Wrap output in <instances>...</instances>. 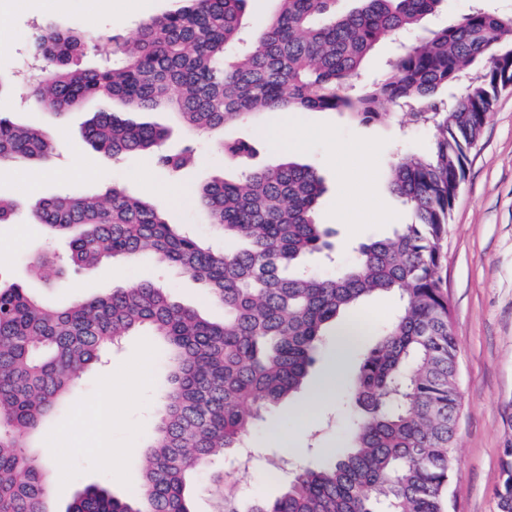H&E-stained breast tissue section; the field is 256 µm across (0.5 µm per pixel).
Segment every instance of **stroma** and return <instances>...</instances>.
Returning <instances> with one entry per match:
<instances>
[{"label":"stroma","instance_id":"35a3bbf8","mask_svg":"<svg viewBox=\"0 0 512 512\" xmlns=\"http://www.w3.org/2000/svg\"><path fill=\"white\" fill-rule=\"evenodd\" d=\"M91 2L63 0L61 9L43 12L32 0H0V34L11 39L9 45L0 47V74L16 82L13 92L0 96V113L17 124L47 130L55 140L50 159L53 172L40 185L41 197L71 192L103 200L118 186L147 198L155 188L176 189L181 198L166 208L172 222L220 248L223 236L192 191L214 178L231 180L245 168L284 160L272 132L282 120L304 137L294 152L296 160L312 166L324 181L319 217L334 231L335 255L315 257L313 269L332 274L337 266L352 261L353 249L360 242L390 235L397 225L409 222L407 209L389 190L387 168L397 150H427L430 133L422 127L403 129L391 118L363 125L341 112H286L279 117L263 113L208 134L188 130L168 111L129 113L131 121L167 128V151L175 153L189 144L196 148L198 163L174 177L158 168L150 154L115 158L92 148L83 138L92 113L119 112L122 104L91 100L58 118L49 109L34 106L24 82L32 69L34 42L51 25L85 31L95 47L81 58L80 65L91 68L98 65L102 54L111 52L114 42L136 38L141 19L168 12L175 0H140L139 10L122 13L116 7L124 0H114V8L98 11L91 10ZM223 141H247L255 145L256 152L242 159L222 152L219 144ZM79 163L91 169V176L75 173ZM45 251L54 253L59 264H66L67 240L50 237L27 211H20L13 223L0 224V277L23 282L49 301L67 304L101 295L117 285L129 288L152 281L167 288L175 300L212 318L223 315L198 281L180 271L162 269L149 255L122 263L118 280L100 270H71L67 273L70 288H49L29 273L30 259ZM443 251L446 262L441 276L452 308L462 398L456 428L458 471L451 494L456 512H497L493 490L499 481L502 450L512 444V89L499 95L469 153L467 177L455 200ZM334 361V349H326L306 389L265 413L248 440L253 457L249 469H239L236 456L230 455L198 474L195 512H220L228 492L243 505L256 496L276 498L296 469L316 467L327 455L342 453L346 405L337 397L321 405L310 403L313 390ZM120 366L143 369L148 381L135 393L114 396L110 443L115 454L107 464L94 451L90 433L97 424L96 403L112 370ZM164 385L163 354L153 337L142 335L125 338L108 363L94 366L83 376L41 439L43 446L60 448L52 465L64 479L52 485V512H65L74 495L88 485L107 486L118 497L138 489L141 450L154 431ZM274 430L296 438L302 458L287 455L272 441L269 434Z\"/></svg>","mask_w":512,"mask_h":512}]
</instances>
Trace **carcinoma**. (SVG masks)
<instances>
[{
	"label": "carcinoma",
	"mask_w": 512,
	"mask_h": 512,
	"mask_svg": "<svg viewBox=\"0 0 512 512\" xmlns=\"http://www.w3.org/2000/svg\"><path fill=\"white\" fill-rule=\"evenodd\" d=\"M248 0H182L145 19L131 42L116 43L94 68L76 60L92 37L47 30L34 57L48 64L31 82L37 106L65 111L112 97L135 111L163 107L189 129L211 132L252 114L347 112L362 124L389 104L405 124L426 125L432 146L388 167L392 193L413 221L361 243L333 276L305 258L333 249L318 222L322 180L285 159L236 181L215 178L196 200L224 234L217 250L172 224L153 201L114 188L104 202L63 195L30 203L36 222L69 239L71 262L88 269L149 252L163 268L192 276L224 308L211 321L151 282L56 305L20 282L0 281V512H52V482L41 454L42 426L64 407L83 374L124 337H157L168 360V389L143 453V480L119 498L87 486L66 512H193L191 481L207 464L246 447L255 422L307 382L324 338L349 353L336 324L380 293L398 295L394 318L361 353L347 389L349 452L301 469L273 500L247 509L231 497L224 512H449L461 410L458 347L441 285L443 239L469 152L494 101L512 88V13L477 9L439 30L422 21L446 0H277L278 9L246 35ZM405 31L422 35L380 79L352 94L369 53ZM85 140L114 157L151 152L176 171L194 158L161 150L166 131L96 112ZM44 131L0 114V164L37 167L51 156ZM31 271L54 285L55 256L39 254ZM494 495L512 512V446L502 449Z\"/></svg>",
	"instance_id": "cac0c4a2"
}]
</instances>
